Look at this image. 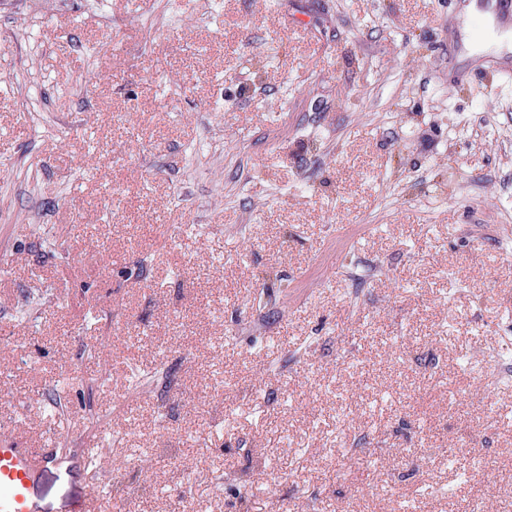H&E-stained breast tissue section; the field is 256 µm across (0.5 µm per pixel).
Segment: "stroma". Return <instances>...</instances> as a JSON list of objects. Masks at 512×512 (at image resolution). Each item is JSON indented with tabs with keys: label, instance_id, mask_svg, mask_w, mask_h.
I'll list each match as a JSON object with an SVG mask.
<instances>
[{
	"label": "stroma",
	"instance_id": "obj_1",
	"mask_svg": "<svg viewBox=\"0 0 512 512\" xmlns=\"http://www.w3.org/2000/svg\"><path fill=\"white\" fill-rule=\"evenodd\" d=\"M468 2L0 0V445L96 459L42 512H456L463 472L512 512V80L467 79Z\"/></svg>",
	"mask_w": 512,
	"mask_h": 512
}]
</instances>
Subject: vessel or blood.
Returning a JSON list of instances; mask_svg holds the SVG:
<instances>
[{"label": "vessel or blood", "mask_w": 512, "mask_h": 512, "mask_svg": "<svg viewBox=\"0 0 512 512\" xmlns=\"http://www.w3.org/2000/svg\"><path fill=\"white\" fill-rule=\"evenodd\" d=\"M61 462L53 448L0 447V512H40L32 492L35 477Z\"/></svg>", "instance_id": "b4317fda"}]
</instances>
